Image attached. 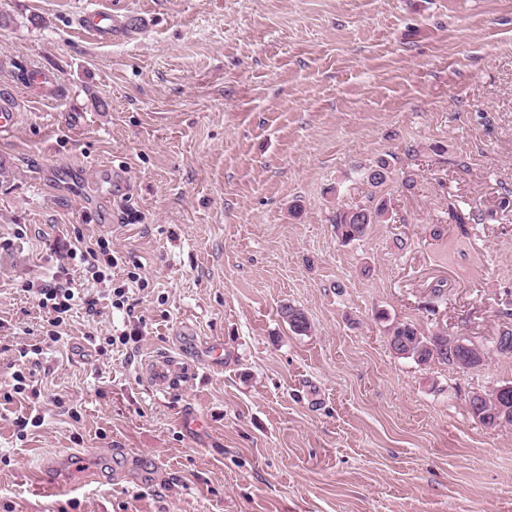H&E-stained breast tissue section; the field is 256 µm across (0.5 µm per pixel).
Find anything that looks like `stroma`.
<instances>
[{
	"instance_id": "1",
	"label": "stroma",
	"mask_w": 512,
	"mask_h": 512,
	"mask_svg": "<svg viewBox=\"0 0 512 512\" xmlns=\"http://www.w3.org/2000/svg\"><path fill=\"white\" fill-rule=\"evenodd\" d=\"M92 9L115 36L82 29ZM36 66L57 102L27 98ZM4 95L23 108L0 133V512H512V429L465 403L512 381V0H0ZM389 154L394 221L340 242L333 186ZM93 168L113 176L89 190ZM451 194L487 220L449 223ZM79 235L140 263L139 303L75 309L36 404L7 400L42 324L26 282L101 288L65 255ZM382 310L489 357L402 358ZM216 339L222 371L153 393L146 358Z\"/></svg>"
}]
</instances>
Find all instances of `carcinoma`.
<instances>
[{"label": "carcinoma", "instance_id": "cac0c4a2", "mask_svg": "<svg viewBox=\"0 0 512 512\" xmlns=\"http://www.w3.org/2000/svg\"><path fill=\"white\" fill-rule=\"evenodd\" d=\"M393 164L386 157H380L372 164L361 168L357 172V179L351 183H366L372 188H379L391 180ZM386 199L376 197L375 193H368L361 197L364 213L360 217H351L346 214L344 206L332 211L330 223L334 224L336 235L344 242H352L363 238L370 225L384 224ZM448 223L464 227L468 224H482L485 213L474 203H466L454 195H448L445 203ZM283 319L293 332L305 334L310 330V323L303 310L286 304L281 308ZM388 336H397L401 347L398 348L403 358H410L416 364L426 366L432 362L454 366L462 370H471L482 366L486 360V352H475L472 349L464 350L459 346V339L451 337L446 331H439L430 336L424 335L416 326L407 322H392L388 327ZM507 404L512 407V398L495 393H484L468 400L467 408L472 418L489 428L497 427L495 418L499 405Z\"/></svg>", "mask_w": 512, "mask_h": 512}]
</instances>
